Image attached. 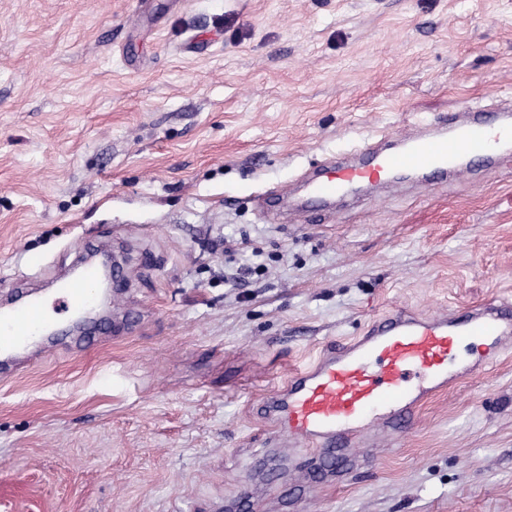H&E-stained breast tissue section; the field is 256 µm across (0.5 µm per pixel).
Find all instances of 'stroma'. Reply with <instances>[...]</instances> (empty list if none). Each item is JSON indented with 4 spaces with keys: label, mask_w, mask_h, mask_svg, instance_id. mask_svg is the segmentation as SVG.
Instances as JSON below:
<instances>
[{
    "label": "stroma",
    "mask_w": 512,
    "mask_h": 512,
    "mask_svg": "<svg viewBox=\"0 0 512 512\" xmlns=\"http://www.w3.org/2000/svg\"><path fill=\"white\" fill-rule=\"evenodd\" d=\"M511 101L512 0H0V301L86 245L125 271L96 348L0 379V512H512V352L313 498L333 462L262 411L381 313L512 300V153L324 216L264 193Z\"/></svg>",
    "instance_id": "stroma-1"
}]
</instances>
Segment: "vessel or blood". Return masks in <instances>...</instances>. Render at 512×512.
Instances as JSON below:
<instances>
[{
  "instance_id": "obj_1",
  "label": "vessel or blood",
  "mask_w": 512,
  "mask_h": 512,
  "mask_svg": "<svg viewBox=\"0 0 512 512\" xmlns=\"http://www.w3.org/2000/svg\"><path fill=\"white\" fill-rule=\"evenodd\" d=\"M512 151V113L474 106L448 114L434 129L405 128L396 144L362 147L357 163H339L309 180L308 193L321 202L352 193L370 182H392L410 173L429 184L472 171ZM112 263L86 258L72 276L56 281L54 302L31 293L0 305V356L50 343L57 317L99 308L106 299L102 282ZM470 347L460 359L461 347ZM512 349V302L418 313L399 308L370 321L362 334L331 344L304 369L291 374L266 405L268 417L293 446L312 448L319 459L337 458V475L353 465V451L413 430L421 407L463 379H478Z\"/></svg>"
}]
</instances>
